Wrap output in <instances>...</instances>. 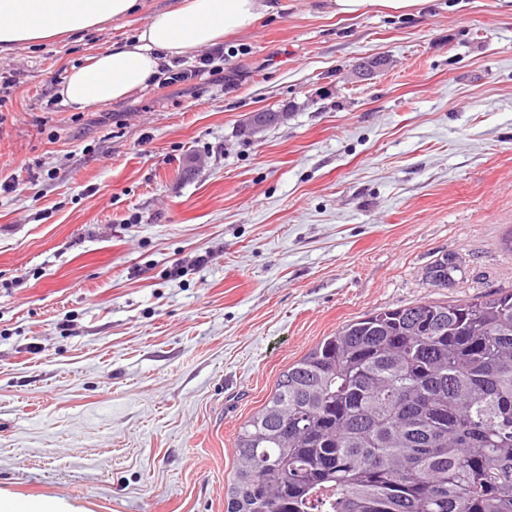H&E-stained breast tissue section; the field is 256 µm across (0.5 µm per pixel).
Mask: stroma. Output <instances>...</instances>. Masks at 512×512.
<instances>
[{
    "instance_id": "35a3bbf8",
    "label": "stroma",
    "mask_w": 512,
    "mask_h": 512,
    "mask_svg": "<svg viewBox=\"0 0 512 512\" xmlns=\"http://www.w3.org/2000/svg\"><path fill=\"white\" fill-rule=\"evenodd\" d=\"M176 2L0 53V489L25 499L224 512L240 427L324 337L512 289V0H281L224 40V80L63 103ZM428 0H331L330 7L336 14L357 16L364 12L369 5H379L398 11L401 14H411L418 11ZM389 64L385 55H379L358 62L350 72L351 80L362 82L370 79L374 74L384 70ZM285 115L282 112L271 114L269 111H258L250 113L243 121L241 132L255 138L268 128L283 122Z\"/></svg>"
}]
</instances>
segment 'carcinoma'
Instances as JSON below:
<instances>
[{"instance_id": "obj_1", "label": "carcinoma", "mask_w": 512, "mask_h": 512, "mask_svg": "<svg viewBox=\"0 0 512 512\" xmlns=\"http://www.w3.org/2000/svg\"><path fill=\"white\" fill-rule=\"evenodd\" d=\"M235 456L224 512H512V291L341 326L281 374Z\"/></svg>"}]
</instances>
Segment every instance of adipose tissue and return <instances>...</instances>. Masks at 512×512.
Masks as SVG:
<instances>
[{"label": "adipose tissue", "mask_w": 512, "mask_h": 512, "mask_svg": "<svg viewBox=\"0 0 512 512\" xmlns=\"http://www.w3.org/2000/svg\"><path fill=\"white\" fill-rule=\"evenodd\" d=\"M136 5L137 0H0V52L122 19ZM278 9L276 0H182L153 14L133 40L71 67L58 93L80 110L124 101L155 81L163 65L218 45Z\"/></svg>", "instance_id": "1"}]
</instances>
